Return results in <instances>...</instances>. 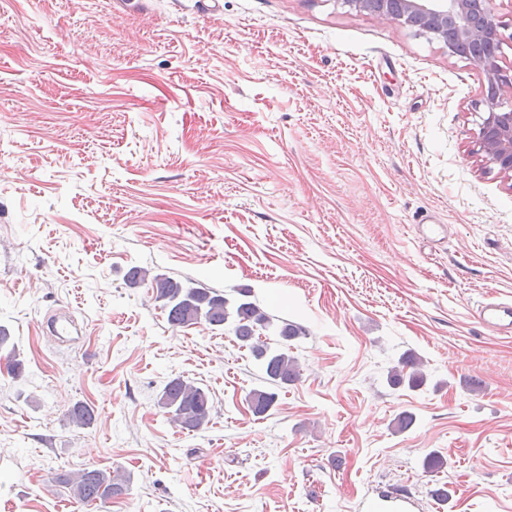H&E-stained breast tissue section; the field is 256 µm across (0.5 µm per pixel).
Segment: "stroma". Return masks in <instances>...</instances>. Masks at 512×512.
Masks as SVG:
<instances>
[{
  "label": "stroma",
  "mask_w": 512,
  "mask_h": 512,
  "mask_svg": "<svg viewBox=\"0 0 512 512\" xmlns=\"http://www.w3.org/2000/svg\"><path fill=\"white\" fill-rule=\"evenodd\" d=\"M110 3L0 0V512H512V338L474 316L512 300L481 68L341 0ZM134 267L302 325L299 380L254 416L250 352L171 326ZM56 309L84 340L41 332ZM406 352L417 391L386 382ZM178 375L214 406L194 432L156 404ZM84 468L127 495L80 506L54 476ZM410 507L408 497L383 493L368 505L370 512H409Z\"/></svg>",
  "instance_id": "1"
}]
</instances>
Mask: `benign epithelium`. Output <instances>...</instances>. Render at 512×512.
Returning a JSON list of instances; mask_svg holds the SVG:
<instances>
[{"instance_id":"1","label":"benign epithelium","mask_w":512,"mask_h":512,"mask_svg":"<svg viewBox=\"0 0 512 512\" xmlns=\"http://www.w3.org/2000/svg\"><path fill=\"white\" fill-rule=\"evenodd\" d=\"M359 11L377 14L421 34L442 41L448 52L457 53L463 43L480 52L474 59L483 70L480 104L485 117L477 135V154L499 173L512 177V72L498 64V53L505 39L495 8V0H342Z\"/></svg>"}]
</instances>
